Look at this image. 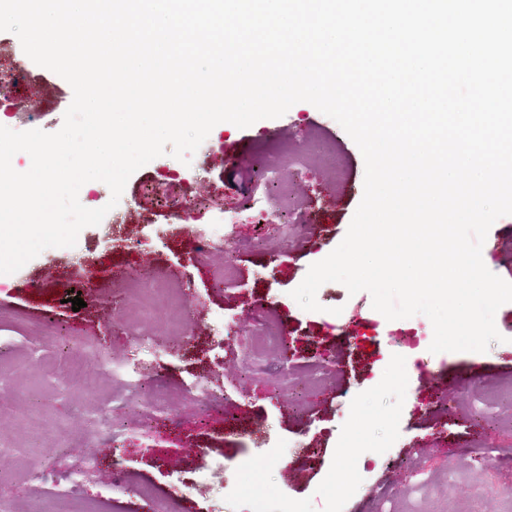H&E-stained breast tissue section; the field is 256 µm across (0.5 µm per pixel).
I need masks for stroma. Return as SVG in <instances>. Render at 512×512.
<instances>
[{
  "instance_id": "1",
  "label": "stroma",
  "mask_w": 512,
  "mask_h": 512,
  "mask_svg": "<svg viewBox=\"0 0 512 512\" xmlns=\"http://www.w3.org/2000/svg\"><path fill=\"white\" fill-rule=\"evenodd\" d=\"M335 140L348 179L311 162L283 164L277 180L314 221L286 240L244 212L226 247L196 259L188 224L146 197L170 184L182 204L214 199L242 209L246 174L262 142L306 156ZM161 155L129 178L115 223L81 230L75 246L43 250L0 276V505L10 512H71L62 485L82 459L95 466L79 493L99 512H240L228 487L266 497L271 512H512V303L488 351L431 353L430 320H387L368 292L338 282L306 311L291 292L309 266L345 237L363 197V155L333 118L308 102L250 127L217 124L186 173ZM485 266L512 282V216L499 218L482 248ZM232 265L228 284L210 270ZM172 288L188 304L185 327L134 325L139 289ZM79 296L84 308L73 309ZM271 319L290 352L259 350V317ZM421 339L409 348L407 336ZM103 344L100 378L86 390L63 365L78 339ZM151 363L137 386L124 367ZM110 409L120 439L91 423Z\"/></svg>"
}]
</instances>
